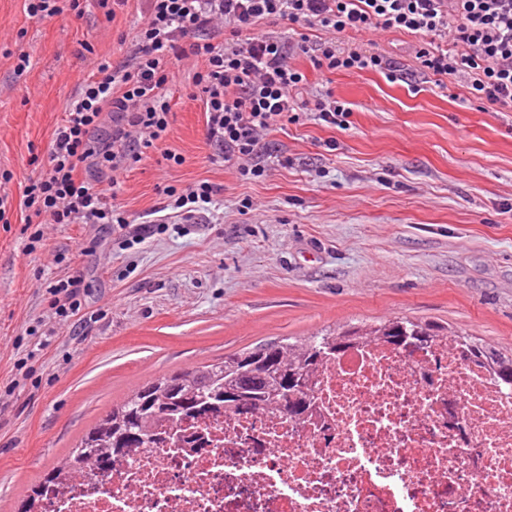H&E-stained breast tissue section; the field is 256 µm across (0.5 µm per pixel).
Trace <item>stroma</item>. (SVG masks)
I'll list each match as a JSON object with an SVG mask.
<instances>
[{"label": "stroma", "instance_id": "35a3bbf8", "mask_svg": "<svg viewBox=\"0 0 512 512\" xmlns=\"http://www.w3.org/2000/svg\"><path fill=\"white\" fill-rule=\"evenodd\" d=\"M26 6L0 0V172L11 175L0 194L13 203L0 223V512H15L135 387L247 347L404 317L512 352V112L463 104L414 73L403 35L373 40L404 80L309 70L313 92L350 103V129L271 132L257 157L265 173L249 181L214 162L202 105L189 97L193 71L180 67L174 120L120 174L119 202L144 226L164 186L206 180L224 188L216 204L126 245L95 224H47L27 252L28 179L46 164L91 54L130 62L146 3L128 0L111 19L93 4L46 20ZM22 52L30 65L19 74ZM166 149L182 164L164 160ZM68 276L82 282L83 315L37 350L29 331L46 312L45 284ZM30 352V383L11 390Z\"/></svg>", "mask_w": 512, "mask_h": 512}]
</instances>
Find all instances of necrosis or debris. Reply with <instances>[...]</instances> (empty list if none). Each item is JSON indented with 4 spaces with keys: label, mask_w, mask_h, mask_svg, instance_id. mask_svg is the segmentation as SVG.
I'll return each instance as SVG.
<instances>
[{
    "label": "necrosis or debris",
    "mask_w": 512,
    "mask_h": 512,
    "mask_svg": "<svg viewBox=\"0 0 512 512\" xmlns=\"http://www.w3.org/2000/svg\"><path fill=\"white\" fill-rule=\"evenodd\" d=\"M302 424L225 415L48 493L45 512H512V388L440 341L339 353Z\"/></svg>",
    "instance_id": "1"
}]
</instances>
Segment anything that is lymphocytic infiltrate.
<instances>
[{
    "label": "lymphocytic infiltrate",
    "instance_id": "lymphocytic-infiltrate-1",
    "mask_svg": "<svg viewBox=\"0 0 512 512\" xmlns=\"http://www.w3.org/2000/svg\"><path fill=\"white\" fill-rule=\"evenodd\" d=\"M133 61L101 57L67 104L46 165L23 192L22 207L39 242L45 224L130 225L117 203L118 171L156 148L171 124L168 90L174 65L193 60L191 98L204 108L208 138L225 167L244 180L263 176L257 164L264 134L304 120L349 129L351 108L332 92L312 94L292 58L317 70L375 71L389 81L397 68L381 52L343 47L340 37L376 32L413 37L419 73L437 87H460L464 100L512 112V0H146ZM287 24V37L269 29ZM111 121H104V114ZM219 187L201 181L162 190L164 213L191 221L212 205ZM46 336L76 315L79 279L49 282Z\"/></svg>",
    "mask_w": 512,
    "mask_h": 512
}]
</instances>
